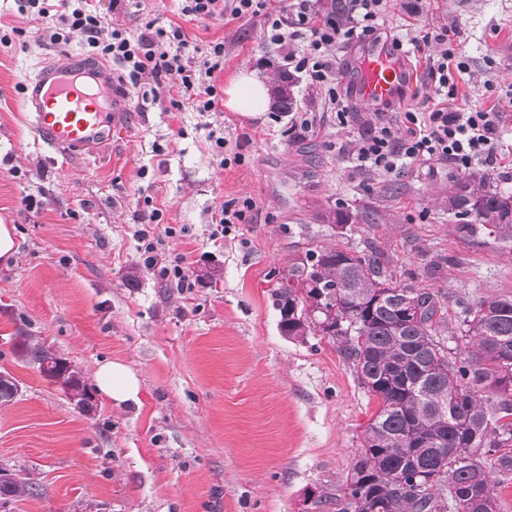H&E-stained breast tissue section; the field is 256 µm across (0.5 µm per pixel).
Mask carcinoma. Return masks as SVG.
Wrapping results in <instances>:
<instances>
[{"label":"carcinoma","mask_w":512,"mask_h":512,"mask_svg":"<svg viewBox=\"0 0 512 512\" xmlns=\"http://www.w3.org/2000/svg\"><path fill=\"white\" fill-rule=\"evenodd\" d=\"M290 80L273 89V106L292 109ZM448 209L512 241V195L485 176L455 182ZM412 297L420 315H404ZM280 333L296 341L321 336L378 401L346 476L338 512H499L490 469L512 473V296H491L456 313L395 275L388 253L316 245L279 270L270 291ZM453 339L454 346L447 345ZM18 360L63 394L87 385L37 336L11 337ZM18 381L0 372V404L16 401ZM0 487V506L39 495L28 475Z\"/></svg>","instance_id":"carcinoma-1"}]
</instances>
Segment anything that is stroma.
<instances>
[{
    "label": "stroma",
    "mask_w": 512,
    "mask_h": 512,
    "mask_svg": "<svg viewBox=\"0 0 512 512\" xmlns=\"http://www.w3.org/2000/svg\"><path fill=\"white\" fill-rule=\"evenodd\" d=\"M100 4L137 35L177 23L199 50L222 42L216 88L244 69L274 84L283 72L260 19L202 25L185 20L182 0ZM384 22L451 29L470 66L455 106L506 115L495 163L471 171L512 192V0H389ZM84 51L77 35L62 46L0 47V223L16 247L0 260V370L23 388L0 406V463L42 486L22 512H336L314 501L341 495L377 402L327 340L281 335L273 271L309 241L374 242L455 310L512 295V242L462 230L448 189L466 172L451 163H414L389 177L358 170L359 126H339L325 88L303 72L292 75L293 109L316 116L313 131H292L274 109L177 110L167 88L153 100L136 88L111 141L62 156L35 134L22 81L38 62ZM217 135L238 145L240 163L222 167ZM232 199L254 201L249 221L212 240L211 216ZM149 201L175 228L165 244L185 255L190 277L214 270L217 285L197 280L184 292L145 269L133 224ZM341 210L355 220L327 222ZM440 255L456 265L427 276ZM21 330L89 384L101 362L125 363L140 379L139 404L118 409L101 397L93 414L79 412L17 359L10 338Z\"/></svg>",
    "instance_id": "35a3bbf8"
}]
</instances>
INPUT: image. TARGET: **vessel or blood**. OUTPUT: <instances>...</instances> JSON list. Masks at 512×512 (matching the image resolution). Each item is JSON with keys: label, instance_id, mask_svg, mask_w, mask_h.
Returning a JSON list of instances; mask_svg holds the SVG:
<instances>
[{"label": "vessel or blood", "instance_id": "1", "mask_svg": "<svg viewBox=\"0 0 512 512\" xmlns=\"http://www.w3.org/2000/svg\"><path fill=\"white\" fill-rule=\"evenodd\" d=\"M355 94L370 105L398 98L408 71L386 45L367 47L356 62ZM23 105L35 133L58 153L90 149L111 139L128 110V94L111 71L71 56L39 65L24 80Z\"/></svg>", "mask_w": 512, "mask_h": 512}]
</instances>
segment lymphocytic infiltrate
<instances>
[{"label":"lymphocytic infiltrate","instance_id":"1","mask_svg":"<svg viewBox=\"0 0 512 512\" xmlns=\"http://www.w3.org/2000/svg\"><path fill=\"white\" fill-rule=\"evenodd\" d=\"M19 7L38 22L33 38L36 45L60 46L67 44L72 35H80L90 56L119 64L131 83L146 77L159 86L168 77L178 76L176 96L170 101L173 108H180L186 100L200 112L214 109L217 90L213 76L224 69L223 43L210 45L203 61L195 65L187 55L188 38L177 24L135 37L122 27L108 24L99 0H19ZM385 7V0H348L346 11L334 15L323 13L317 0H290L282 12L270 14L265 0H184L181 13L188 20L201 23L217 17L262 18L265 39L286 48L284 60L288 67L306 72L312 81L326 87L339 125L362 120L365 131L351 153L359 169L392 174L414 161L445 160L467 169L478 160H495L503 115L453 106L455 77L466 73L468 64L462 56L449 51L448 32L432 36L413 29L402 37L381 32L378 20ZM301 38L308 41L306 52L299 55L289 51V44ZM378 41L389 43L395 51L409 44L425 54L432 92L424 96L421 107L405 109L400 102L392 101L361 118L350 108V92L340 91L336 69L326 51ZM433 42L439 49L432 55L428 47ZM398 109L404 118L399 130L391 118ZM162 215L156 207L137 215L134 236L144 264L161 279L176 281L182 289L190 288L182 258L169 254L165 248V239L174 230L160 227Z\"/></svg>","mask_w":512,"mask_h":512}]
</instances>
